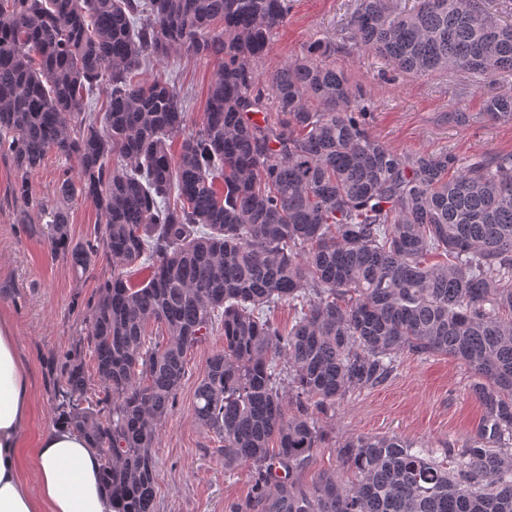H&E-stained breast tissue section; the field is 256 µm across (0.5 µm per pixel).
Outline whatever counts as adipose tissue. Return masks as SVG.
Masks as SVG:
<instances>
[{"label": "adipose tissue", "instance_id": "obj_1", "mask_svg": "<svg viewBox=\"0 0 512 512\" xmlns=\"http://www.w3.org/2000/svg\"><path fill=\"white\" fill-rule=\"evenodd\" d=\"M32 412L29 370L9 322L0 320V512H112L90 441L57 424L26 447ZM28 469L31 484L23 477Z\"/></svg>", "mask_w": 512, "mask_h": 512}]
</instances>
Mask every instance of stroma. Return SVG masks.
<instances>
[{
  "instance_id": "obj_1",
  "label": "stroma",
  "mask_w": 512,
  "mask_h": 512,
  "mask_svg": "<svg viewBox=\"0 0 512 512\" xmlns=\"http://www.w3.org/2000/svg\"><path fill=\"white\" fill-rule=\"evenodd\" d=\"M356 0H294L284 25L273 35L259 67L271 71L304 55L319 39H331L330 65L344 71L368 93L369 134L401 153L448 152L461 159L512 153V121L491 122L475 75L447 71L411 77L383 58L355 49L346 22ZM216 73L214 61L179 50L147 65L141 82L174 80L188 125L200 122ZM462 111L466 124L450 120ZM80 180L76 162L51 154L28 178V193L17 191L19 175L0 156V319H8L33 382L35 410L29 436L55 425L54 397L64 373L65 355L80 359L87 374L95 363L87 336L90 303L112 277V260L99 254L86 271L72 267L54 251L38 209L65 206L72 241L90 238L100 220L93 199L60 203L56 184L62 174ZM224 349L222 328H215L187 355L186 373L172 410L160 421L152 450L158 471L155 512H240L251 499L253 478L246 467L228 469L219 444L195 420L196 388L207 362ZM470 377L458 361L441 355L403 358L393 377L371 390L349 394L335 409L319 415L324 443L298 482L309 487L325 472L340 470L336 448L357 436L416 440L430 448L463 445L473 437L482 409L470 392Z\"/></svg>"
}]
</instances>
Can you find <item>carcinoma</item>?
<instances>
[{
	"instance_id": "carcinoma-1",
	"label": "carcinoma",
	"mask_w": 512,
	"mask_h": 512,
	"mask_svg": "<svg viewBox=\"0 0 512 512\" xmlns=\"http://www.w3.org/2000/svg\"><path fill=\"white\" fill-rule=\"evenodd\" d=\"M291 2L0 0V153L22 191L49 153L75 160L80 184L65 175L56 192L94 199L102 221L73 245L56 209L51 242L80 270L101 250L114 265L87 327L110 410L71 360L58 419L97 449L114 512H155L157 425L218 322L224 351L193 411L225 467L252 468L245 512H512V154L389 148L365 128L362 88L326 63L333 41L260 74ZM348 25L356 49L405 74L465 71L483 91L512 73V28L488 0H357ZM174 49L217 63L192 131L173 84L138 80ZM484 110L511 120L512 95ZM131 266L148 270L137 285ZM282 301L286 332L267 316ZM435 355L472 378L483 415L468 443L440 460L358 437L339 447L340 473L297 486L323 439L314 414Z\"/></svg>"
}]
</instances>
